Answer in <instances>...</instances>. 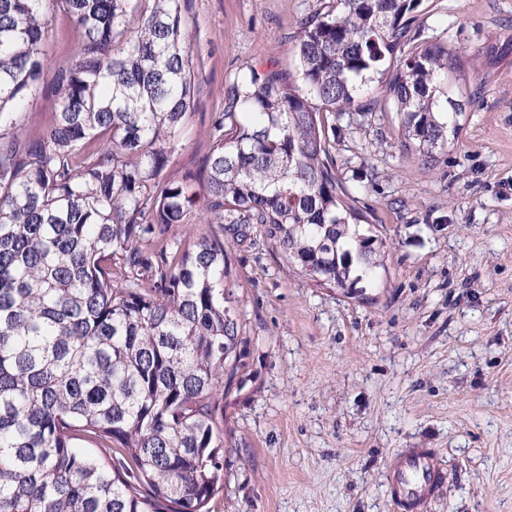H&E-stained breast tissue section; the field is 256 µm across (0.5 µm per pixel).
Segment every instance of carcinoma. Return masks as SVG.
I'll list each match as a JSON object with an SVG mask.
<instances>
[{"instance_id":"carcinoma-1","label":"carcinoma","mask_w":512,"mask_h":512,"mask_svg":"<svg viewBox=\"0 0 512 512\" xmlns=\"http://www.w3.org/2000/svg\"><path fill=\"white\" fill-rule=\"evenodd\" d=\"M188 2L0 0V512H208L249 341L229 249L260 224L309 280L371 285L383 243L321 113L380 88L421 164L457 136L459 54L409 35L419 0H328L296 74L229 85L194 191L165 176L196 93ZM56 18L79 40L48 86ZM39 92L51 120L24 134ZM53 97L39 95L28 102L26 108L16 116V123L20 131L31 133L43 127L53 112Z\"/></svg>"}]
</instances>
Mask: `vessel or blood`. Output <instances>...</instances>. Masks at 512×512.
Listing matches in <instances>:
<instances>
[{"instance_id": "vessel-or-blood-1", "label": "vessel or blood", "mask_w": 512, "mask_h": 512, "mask_svg": "<svg viewBox=\"0 0 512 512\" xmlns=\"http://www.w3.org/2000/svg\"><path fill=\"white\" fill-rule=\"evenodd\" d=\"M443 481L442 472L424 448H407L389 474V483L402 512H421L425 502Z\"/></svg>"}]
</instances>
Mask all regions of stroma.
<instances>
[{"label":"stroma","instance_id":"obj_1","mask_svg":"<svg viewBox=\"0 0 512 512\" xmlns=\"http://www.w3.org/2000/svg\"><path fill=\"white\" fill-rule=\"evenodd\" d=\"M320 7L190 0L197 94L172 176L198 173L239 70L295 69ZM411 30L462 53L461 130L425 166L382 104L337 121L336 172L385 251L374 287L317 285L257 224L233 248L249 342L211 512H398L405 448L445 474L425 512H512V0H422Z\"/></svg>","mask_w":512,"mask_h":512}]
</instances>
